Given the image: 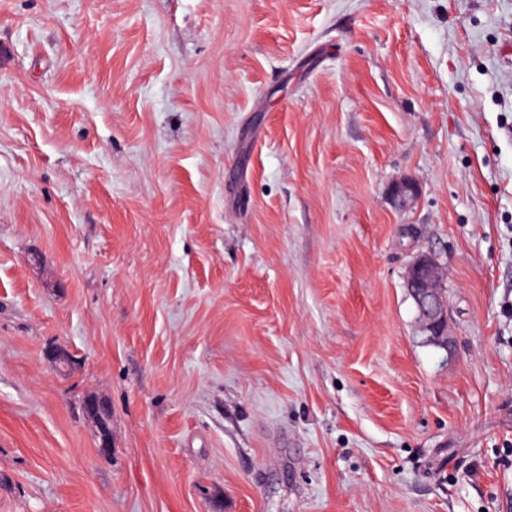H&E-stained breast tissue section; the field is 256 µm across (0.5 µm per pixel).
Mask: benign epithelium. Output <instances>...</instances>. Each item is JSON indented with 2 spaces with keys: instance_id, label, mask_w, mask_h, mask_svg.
I'll use <instances>...</instances> for the list:
<instances>
[{
  "instance_id": "1",
  "label": "benign epithelium",
  "mask_w": 512,
  "mask_h": 512,
  "mask_svg": "<svg viewBox=\"0 0 512 512\" xmlns=\"http://www.w3.org/2000/svg\"><path fill=\"white\" fill-rule=\"evenodd\" d=\"M390 195L400 209L410 207L416 199V188L409 181L392 184ZM440 269L436 260L425 254L417 256L407 267L406 283L418 311V321L426 340L444 348L448 347L447 304L443 302L438 283ZM47 357L60 370L68 371L74 365L69 352L55 346L47 351ZM85 410L89 426L99 438L104 452L112 451V410L110 403L95 395L85 398Z\"/></svg>"
}]
</instances>
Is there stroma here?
Returning <instances> with one entry per match:
<instances>
[{"mask_svg": "<svg viewBox=\"0 0 512 512\" xmlns=\"http://www.w3.org/2000/svg\"><path fill=\"white\" fill-rule=\"evenodd\" d=\"M511 301L512 0H0V512H512ZM439 278L438 264L429 255H418L407 267L406 283L418 311L421 331L428 342L448 348L447 304L439 292ZM85 410L89 426L99 438V447L103 452L112 450V410L110 403L95 395L85 398Z\"/></svg>", "mask_w": 512, "mask_h": 512, "instance_id": "stroma-1", "label": "stroma"}]
</instances>
